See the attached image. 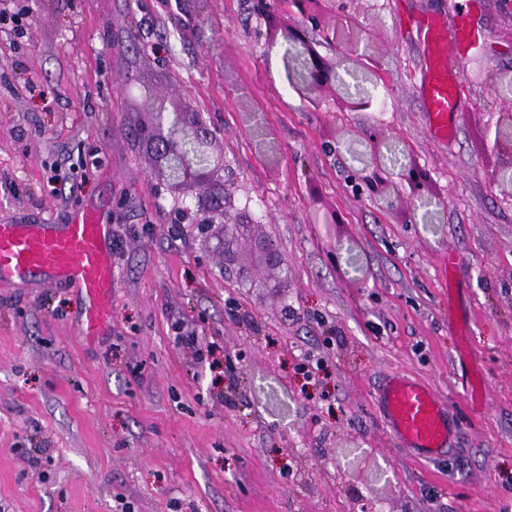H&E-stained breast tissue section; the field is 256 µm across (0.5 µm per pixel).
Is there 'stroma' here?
<instances>
[{"instance_id":"obj_1","label":"stroma","mask_w":512,"mask_h":512,"mask_svg":"<svg viewBox=\"0 0 512 512\" xmlns=\"http://www.w3.org/2000/svg\"><path fill=\"white\" fill-rule=\"evenodd\" d=\"M460 0H322L358 13L364 50L327 47L384 92L340 109L306 94L295 53L251 0H0V224L112 226V306L31 277L0 287V512H502L512 505V199L487 178L485 132L512 104V0H473L456 137L423 124L417 24ZM198 113L224 154L248 238L240 276L217 229L179 222L150 136L158 104ZM379 124L429 176L394 209L351 182ZM339 214L321 223L323 212ZM279 247L287 273L257 260ZM460 257L449 270V253ZM195 332L203 358L177 344ZM315 367L305 377L306 367ZM428 383L454 411L447 457L412 456L376 408L384 377Z\"/></svg>"}]
</instances>
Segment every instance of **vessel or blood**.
Here are the masks:
<instances>
[{
  "label": "vessel or blood",
  "instance_id": "b4317fda",
  "mask_svg": "<svg viewBox=\"0 0 512 512\" xmlns=\"http://www.w3.org/2000/svg\"><path fill=\"white\" fill-rule=\"evenodd\" d=\"M419 32L426 57L420 93L424 124L431 137L450 141L458 102L460 76L450 66L475 37L467 15H460L451 36L431 16ZM109 224L93 210L72 223L0 224V285L9 287L34 275L63 281L88 299L79 322L82 335H102L112 303V253ZM382 421L413 454L432 460L452 452L458 433L452 410L425 382L404 375L384 379L376 397Z\"/></svg>",
  "mask_w": 512,
  "mask_h": 512
}]
</instances>
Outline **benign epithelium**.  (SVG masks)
<instances>
[{"instance_id":"obj_1","label":"benign epithelium","mask_w":512,"mask_h":512,"mask_svg":"<svg viewBox=\"0 0 512 512\" xmlns=\"http://www.w3.org/2000/svg\"><path fill=\"white\" fill-rule=\"evenodd\" d=\"M320 0H290L283 10L300 15L314 16L318 39L307 38L298 40L300 31L288 29L284 42L294 44L299 48L304 74L301 86L307 93L336 89V63L332 62L319 50L324 44L336 42L344 27L332 25L322 19L318 6ZM181 133L193 140L204 157V162L186 168L180 175L171 172L169 157L171 149L164 147L165 139L158 134L151 138L158 172L168 182V186L178 192L188 189L193 184L206 183L208 190L194 197V208L200 224L209 228L215 224L221 226L222 238L219 245L224 249V268L235 269L236 251L234 245L238 238L248 232L249 224H226L224 216L228 215L224 202V158L214 154L213 131L203 125L195 112H177ZM493 146L505 157L502 164L490 175V180L504 185L507 180L501 178V173L512 168V107L498 113L494 125ZM389 172L382 166L365 168L356 173L358 185L366 190L385 207L394 206L397 194L393 183L388 178ZM400 182L406 184L414 195L425 192L429 177L423 170L409 165L405 172L399 175Z\"/></svg>"}]
</instances>
